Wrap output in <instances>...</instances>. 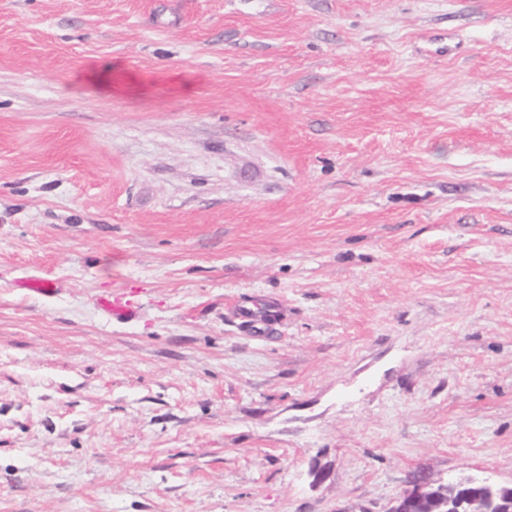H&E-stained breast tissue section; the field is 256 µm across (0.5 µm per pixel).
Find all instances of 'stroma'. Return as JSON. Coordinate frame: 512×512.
<instances>
[{"label":"stroma","instance_id":"1","mask_svg":"<svg viewBox=\"0 0 512 512\" xmlns=\"http://www.w3.org/2000/svg\"><path fill=\"white\" fill-rule=\"evenodd\" d=\"M415 475L512 485V0H0V512ZM99 308L110 318H129L134 313V308L125 299L124 294L118 292L103 293L97 297Z\"/></svg>","mask_w":512,"mask_h":512}]
</instances>
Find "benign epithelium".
<instances>
[{
  "label": "benign epithelium",
  "mask_w": 512,
  "mask_h": 512,
  "mask_svg": "<svg viewBox=\"0 0 512 512\" xmlns=\"http://www.w3.org/2000/svg\"><path fill=\"white\" fill-rule=\"evenodd\" d=\"M438 495L454 505L448 512H512V486H496L473 478L445 484L427 478L414 479L390 512H421V503Z\"/></svg>",
  "instance_id": "7a95c632"
}]
</instances>
